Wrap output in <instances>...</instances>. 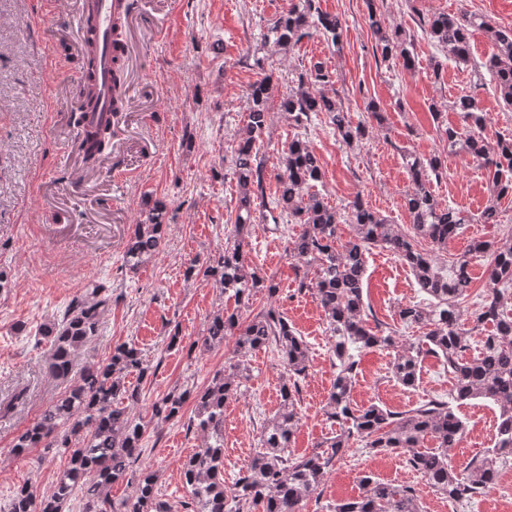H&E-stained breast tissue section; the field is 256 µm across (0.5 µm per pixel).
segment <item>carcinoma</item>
Masks as SVG:
<instances>
[{"label": "carcinoma", "mask_w": 512, "mask_h": 512, "mask_svg": "<svg viewBox=\"0 0 512 512\" xmlns=\"http://www.w3.org/2000/svg\"><path fill=\"white\" fill-rule=\"evenodd\" d=\"M371 28L381 43L382 58L399 57L405 69L415 67V58L408 49L410 42L402 32H386L377 20L371 21ZM482 28H487L486 22L473 14L456 17L439 12L425 23L426 34L448 52V59L466 67L474 65L479 76L487 73L505 105L512 109V30L490 31L492 51L473 64L470 40L473 30ZM314 30L332 46H338L342 34L338 17L321 11L317 0H298L268 27L264 39L277 47L292 48ZM332 84L333 74L317 62L283 86L271 74L249 85L246 124L233 135L232 162L240 193L234 229L213 263L202 269L194 263L186 270L189 277L201 273L218 279L223 292L236 304L232 310L224 308L214 313L203 335L205 347L233 338V358L214 373L206 388L195 392L188 386L175 387L153 406L155 414L171 420L179 417L187 399L194 397L195 410L187 428L200 434L203 443L182 466L183 483L190 493V501L185 503L188 512H300L302 502L319 488L351 445L359 442L378 453L406 450L411 468L436 493L454 501L482 494L496 481L500 466L512 460V234L496 242L475 240L470 245V252L488 255L490 263L489 288L469 324L462 318L460 302L472 281L470 261L461 256L445 263L417 248L421 238L443 250L464 224L499 223L497 205L485 207L475 219L440 202L427 186L428 173L438 172L444 163L442 156L433 155L426 159L411 157L407 162L412 191L405 197V206L411 233L395 231L360 197L341 214L313 190L322 180L320 160L307 141L298 136L283 150L284 171L278 177L272 203L280 217L300 225L288 242V251L303 263L299 288L314 295L334 340L336 378L325 413L338 430L306 456L296 457L291 451L292 439L300 427L297 395L300 382L308 374L309 349L274 307L248 321L242 319V309L248 307L253 294L265 290L272 296L277 292L274 279L262 276L247 261L245 230L254 220V200L264 196L259 150L270 103L279 101L280 109L298 127L314 115H326L349 147L365 138L366 125L352 123L336 97L325 91ZM452 108L463 113L470 131L462 134L448 128V150L463 152L476 162L496 196L512 194V138H501L493 145L485 142L482 130L486 116L475 96H460ZM84 121V113L75 114L77 138L85 145L84 161L94 166L112 149V122L89 129ZM165 217V204L155 201L134 225L125 250L130 268L140 267L160 251ZM342 221L351 227L352 235L340 244L338 229ZM377 246L397 255L428 296L425 304L399 310L406 326L425 329L411 343L401 344L391 333L377 334L366 327V253ZM109 305L106 288L93 283L71 302L61 321L44 328L43 336L51 347L49 371L53 377H69L76 354L98 335ZM488 325L492 331L482 337L479 354L465 358L473 333ZM376 347L395 351L391 374L405 387L416 385L423 359L432 355L453 374L451 401L484 398L496 403L500 416L495 446L460 473L451 465V452L461 443L466 425L450 401L429 398L403 412L377 404L356 405L352 389L357 363L351 350ZM262 349L282 357L288 380L281 389L279 409L262 429L259 448L247 471L227 486L224 403L240 392L247 371L245 358ZM147 370L142 352L134 343L119 344L112 349L108 363L80 373L35 422L15 435V455L24 456L34 448H63L69 454V464L53 489L40 499L28 487H19L11 512H62L77 488L86 500L85 512H164L162 502L157 500L154 475L134 469L141 455L144 425L133 412L140 401L139 389L126 385V378L132 374L143 377ZM26 398L27 388L15 390L10 398L0 401V417L12 414ZM428 438L436 446L421 449ZM119 481L130 484L133 491L130 498L117 505L110 499L109 489ZM359 482L363 488L359 496L337 503L334 512H422L416 491L410 486L382 482L369 473Z\"/></svg>", "instance_id": "obj_1"}]
</instances>
